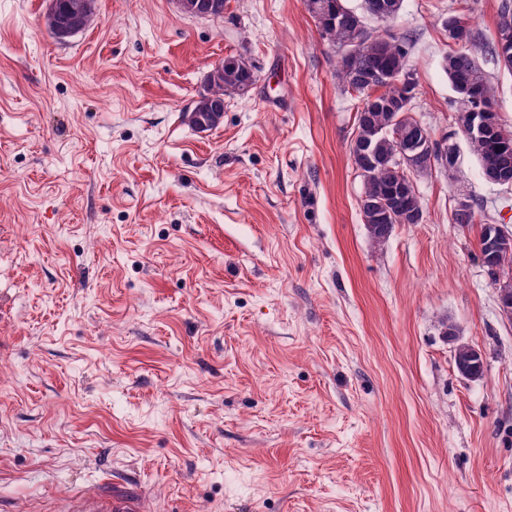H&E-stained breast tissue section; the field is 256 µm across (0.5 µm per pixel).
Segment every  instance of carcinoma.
Instances as JSON below:
<instances>
[{
    "label": "carcinoma",
    "mask_w": 512,
    "mask_h": 512,
    "mask_svg": "<svg viewBox=\"0 0 512 512\" xmlns=\"http://www.w3.org/2000/svg\"><path fill=\"white\" fill-rule=\"evenodd\" d=\"M79 0H54L56 20H46L49 34L59 40L67 39L59 26L79 33L94 24L96 13L93 0L86 2L84 12L76 11ZM323 4L322 13L313 12L320 38L340 53L337 77L343 87L355 92L359 99L355 113V135L349 144V155L358 176L364 185L360 198L361 216L382 214L384 224H421L419 210L423 209L420 198L408 194L415 187L406 188L408 179L428 175L433 172L428 149H420L413 158L414 170L406 173L390 164L389 156L393 148L394 135L406 139L422 135L430 138L428 128L418 130V119L413 114L412 102L415 98L416 82L411 70L408 53L402 41L393 34L369 27L368 22L380 21L379 14L394 6L401 10L403 0H363L362 11L357 12L345 6L344 0H319ZM448 39L460 48L443 59V68L448 74L449 83L457 96L458 108L455 117L457 133L467 142L475 154L483 178L498 185L502 181L512 182V148L500 151L496 140L512 143V131L502 123H497L496 138L470 136L467 128L470 118L461 116L463 112L476 110L491 111L498 95V87L490 83L479 62L468 46L478 45L479 35L469 22L457 15L445 19L443 23ZM360 47V53L349 68L343 53L351 47ZM485 53L500 69L512 74V54L502 59L498 52V40L486 46ZM394 74L401 79L402 88L385 82L382 76ZM254 73H243L231 65L224 67V77L215 83H208L203 95L208 101L198 108V122L212 128L220 123L224 115V96L231 92H244L254 85ZM453 222L462 226L480 225L479 246L486 243L488 217L478 212L472 203L456 207Z\"/></svg>",
    "instance_id": "cac0c4a2"
}]
</instances>
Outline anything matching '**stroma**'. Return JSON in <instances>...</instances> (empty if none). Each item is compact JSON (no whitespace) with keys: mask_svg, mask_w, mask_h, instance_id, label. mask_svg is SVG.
Returning <instances> with one entry per match:
<instances>
[{"mask_svg":"<svg viewBox=\"0 0 512 512\" xmlns=\"http://www.w3.org/2000/svg\"><path fill=\"white\" fill-rule=\"evenodd\" d=\"M48 3L0 0V512H512V324L452 220L468 196L512 225V189L443 68L444 19L490 41L501 0H403L415 116L458 162L382 244L303 0H96L64 41ZM229 56L256 82L199 131Z\"/></svg>","mask_w":512,"mask_h":512,"instance_id":"stroma-1","label":"stroma"}]
</instances>
